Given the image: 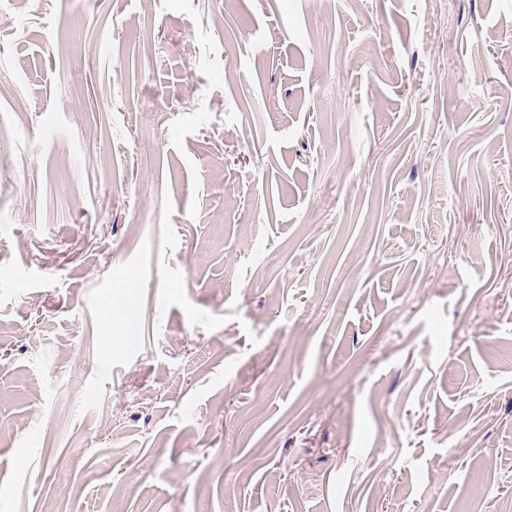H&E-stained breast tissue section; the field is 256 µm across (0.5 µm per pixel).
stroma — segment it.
Returning a JSON list of instances; mask_svg holds the SVG:
<instances>
[{
    "mask_svg": "<svg viewBox=\"0 0 512 512\" xmlns=\"http://www.w3.org/2000/svg\"><path fill=\"white\" fill-rule=\"evenodd\" d=\"M0 512H512V0H0Z\"/></svg>",
    "mask_w": 512,
    "mask_h": 512,
    "instance_id": "obj_1",
    "label": "stroma"
}]
</instances>
